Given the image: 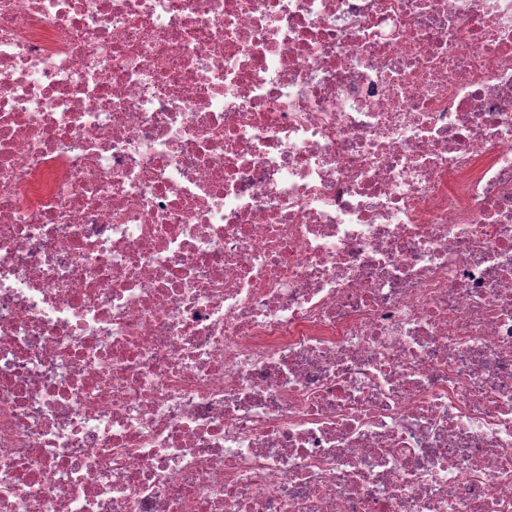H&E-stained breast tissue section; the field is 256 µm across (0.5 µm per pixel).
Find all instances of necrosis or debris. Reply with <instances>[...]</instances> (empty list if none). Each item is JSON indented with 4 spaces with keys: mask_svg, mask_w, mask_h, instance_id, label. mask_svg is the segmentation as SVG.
<instances>
[{
    "mask_svg": "<svg viewBox=\"0 0 512 512\" xmlns=\"http://www.w3.org/2000/svg\"><path fill=\"white\" fill-rule=\"evenodd\" d=\"M0 512H512V0H0Z\"/></svg>",
    "mask_w": 512,
    "mask_h": 512,
    "instance_id": "1",
    "label": "necrosis or debris"
}]
</instances>
